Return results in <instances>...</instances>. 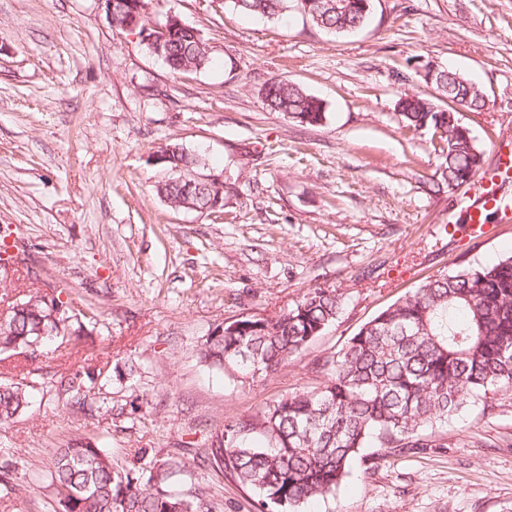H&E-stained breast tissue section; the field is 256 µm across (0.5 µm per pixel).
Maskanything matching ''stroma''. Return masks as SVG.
Wrapping results in <instances>:
<instances>
[{
	"label": "stroma",
	"instance_id": "obj_1",
	"mask_svg": "<svg viewBox=\"0 0 512 512\" xmlns=\"http://www.w3.org/2000/svg\"><path fill=\"white\" fill-rule=\"evenodd\" d=\"M147 22L195 27L211 67L174 73L99 0H0V253L42 287L95 303L85 337L49 355L35 397L0 428V512H54L55 449L82 438L117 469L179 455L168 490L211 512H260L259 497L196 465L210 433L323 377L317 359L428 277L512 253V221L469 235L434 188L432 131L404 128L401 96L431 93L427 63L460 73L485 104L458 112L484 164L512 135V0H372L337 36L300 14L245 16L226 0H148ZM325 104L317 125L266 108L270 78ZM169 144L224 181V214L174 209L155 192ZM341 294L336 322L304 356L243 379L202 352L225 321L288 311L311 288ZM97 374L87 416L60 388ZM435 447L353 468L336 497L298 512H512V397L496 392L437 427Z\"/></svg>",
	"mask_w": 512,
	"mask_h": 512
}]
</instances>
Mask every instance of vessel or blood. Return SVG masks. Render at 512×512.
<instances>
[{
  "label": "vessel or blood",
  "instance_id": "vessel-or-blood-1",
  "mask_svg": "<svg viewBox=\"0 0 512 512\" xmlns=\"http://www.w3.org/2000/svg\"><path fill=\"white\" fill-rule=\"evenodd\" d=\"M453 210L477 230L486 224L490 213L512 211V143L498 149L492 166L478 174Z\"/></svg>",
  "mask_w": 512,
  "mask_h": 512
}]
</instances>
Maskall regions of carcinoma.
<instances>
[{
  "mask_svg": "<svg viewBox=\"0 0 512 512\" xmlns=\"http://www.w3.org/2000/svg\"><path fill=\"white\" fill-rule=\"evenodd\" d=\"M245 15L274 18L294 7L317 27L346 34L365 24L371 0H338L315 16L308 0H230ZM175 73L208 66L210 49L197 30L178 28L161 43L147 44ZM435 96L407 95L398 101L404 127L433 129L438 137L441 181L448 188L468 183L480 170L483 153L460 131L456 113L440 111V98L471 93L480 108L478 87L459 76L434 75ZM264 104L300 124L325 118L323 103L301 87L271 79ZM185 183L157 186L164 201H176ZM52 306L67 308L55 288H33L19 310L9 307L0 330V363L20 357L34 365L44 357L48 337L39 335ZM342 296L315 287L288 311L274 317L241 316L207 341L206 361L243 378L278 371L300 356L334 321ZM322 383L268 404L257 416L224 425L210 435L201 463L259 492L266 512H290L302 504L334 498L359 462L372 475L390 455L431 446L425 429L448 421L491 391H512V254L489 265L465 267L428 278L409 295L369 320L342 348L315 362ZM95 377L68 380L72 405H88ZM31 390L0 383V426L28 407ZM186 462L169 457L143 478L120 472L101 448L75 439L56 449L51 460L55 512H205L204 504L166 489Z\"/></svg>",
  "mask_w": 512,
  "mask_h": 512,
  "instance_id": "obj_1",
  "label": "carcinoma"
}]
</instances>
